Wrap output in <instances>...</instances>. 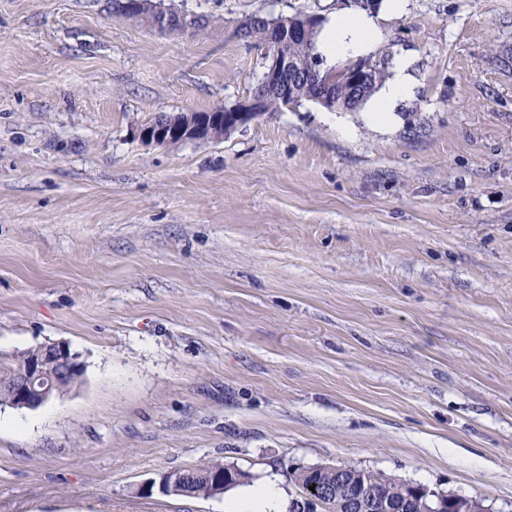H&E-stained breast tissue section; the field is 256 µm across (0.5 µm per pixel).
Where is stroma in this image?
<instances>
[{"instance_id": "1", "label": "stroma", "mask_w": 512, "mask_h": 512, "mask_svg": "<svg viewBox=\"0 0 512 512\" xmlns=\"http://www.w3.org/2000/svg\"><path fill=\"white\" fill-rule=\"evenodd\" d=\"M0 0V354L65 342L80 385L0 406V512H224L146 496L206 463L290 498L351 465L512 512V0H382L378 126L305 101L155 147L160 112L247 96L251 15L353 0ZM162 11L170 14V22L168 16H164L163 13H159L157 15V20L155 21L156 27L159 28L162 25L167 26L169 22L168 27L158 29L159 31L173 34H184L186 32H190V34H198V32L205 28V24L200 18L193 17L188 19V16L185 14H179L171 10ZM395 70V78L388 84V86L383 91L378 112H376L374 115V118L376 120L383 121L389 119V108L391 104L397 100L405 98L409 94L410 78L407 73V62L405 60H400Z\"/></svg>"}]
</instances>
